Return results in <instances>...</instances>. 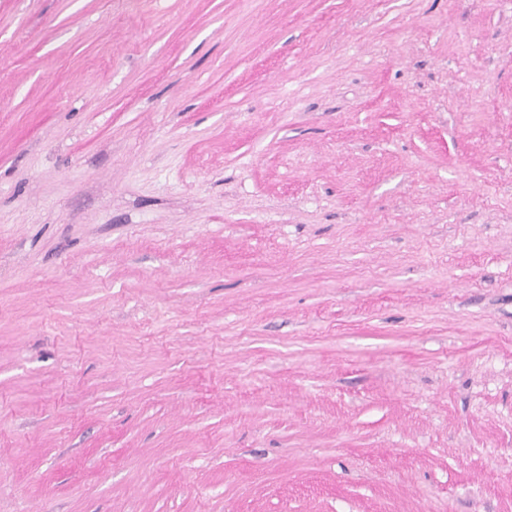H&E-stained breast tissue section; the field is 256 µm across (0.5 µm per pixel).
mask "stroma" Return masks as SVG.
<instances>
[{
	"label": "stroma",
	"instance_id": "35a3bbf8",
	"mask_svg": "<svg viewBox=\"0 0 512 512\" xmlns=\"http://www.w3.org/2000/svg\"><path fill=\"white\" fill-rule=\"evenodd\" d=\"M0 512H512V0H0Z\"/></svg>",
	"mask_w": 512,
	"mask_h": 512
}]
</instances>
